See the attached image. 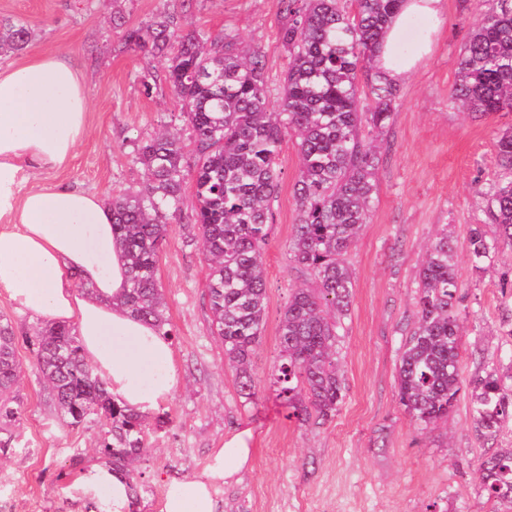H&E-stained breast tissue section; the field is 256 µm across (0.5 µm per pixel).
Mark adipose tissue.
Returning <instances> with one entry per match:
<instances>
[{
  "label": "adipose tissue",
  "instance_id": "adipose-tissue-1",
  "mask_svg": "<svg viewBox=\"0 0 512 512\" xmlns=\"http://www.w3.org/2000/svg\"><path fill=\"white\" fill-rule=\"evenodd\" d=\"M443 0H403L375 55L385 77L400 81L430 51L397 56L406 22H438ZM88 94L78 70L59 56L0 68V295L20 313L75 328L83 351L116 401L147 414L178 384L168 338L124 303L128 269L100 195L64 185L31 187L64 167L87 134ZM252 434L228 436L203 474L168 486L160 512H216L214 489L243 470ZM99 512H128L120 475L93 466L72 486Z\"/></svg>",
  "mask_w": 512,
  "mask_h": 512
}]
</instances>
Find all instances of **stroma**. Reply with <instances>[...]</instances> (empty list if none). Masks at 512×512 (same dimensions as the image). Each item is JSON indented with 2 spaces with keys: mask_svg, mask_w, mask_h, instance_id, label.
<instances>
[{
  "mask_svg": "<svg viewBox=\"0 0 512 512\" xmlns=\"http://www.w3.org/2000/svg\"><path fill=\"white\" fill-rule=\"evenodd\" d=\"M180 2L0 0V19H23L34 28L25 51L1 56L0 66L66 56L81 72L90 99L88 133L73 159L39 175V185L66 184L106 198L136 190L144 170L134 161V143L166 128L192 151L191 130L167 84L158 82L148 95L140 83L146 68L163 71L165 60L149 61L127 49L113 24L120 16L126 25H141L176 11ZM480 5L444 0L431 57L399 83L370 222L348 255L354 288L336 341L345 398L334 417L300 424L267 386L280 351L281 313L292 289L308 283L288 257L298 221L293 144H283L278 157L283 175L263 254L267 307L252 360L254 398L239 393L213 331L202 252L187 245L185 227L171 224L157 277L180 383L158 407L167 423L151 426L146 437L148 451L135 472V512H158L167 483L199 477L213 450L243 429L252 433L250 460L216 489L217 512H497L475 478L490 444L472 429L468 393H461L447 420L424 429L411 423L398 398L400 356L416 315L417 273L430 243L444 232L457 244L463 285L462 383L470 385L492 368L512 374V338L502 326L512 295L500 286V268L512 265V250L503 251L498 266L477 271L466 248L471 225L487 221L481 192L500 176L494 138L512 124V112L475 118L451 98L456 58ZM189 19L213 34H235L244 50L261 52L268 96L278 103L288 67L277 37L278 0H195ZM17 357L23 366L21 415L10 448L0 453V512H95L67 488L99 464L104 426L90 420L69 427L50 406L26 344H18Z\"/></svg>",
  "mask_w": 512,
  "mask_h": 512,
  "instance_id": "35a3bbf8",
  "label": "stroma"
}]
</instances>
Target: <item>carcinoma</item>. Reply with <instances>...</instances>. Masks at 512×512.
Segmentation results:
<instances>
[{"label": "carcinoma", "instance_id": "1", "mask_svg": "<svg viewBox=\"0 0 512 512\" xmlns=\"http://www.w3.org/2000/svg\"><path fill=\"white\" fill-rule=\"evenodd\" d=\"M195 0L123 31L125 46L147 57H165L163 80L181 103L191 127L193 161L176 134L165 131L135 144L134 159L147 176L143 186L112 196V229L128 268L126 305L172 336L157 257L169 224L180 221L187 179L197 206L188 243L200 240L208 267L207 296L224 358L241 394L256 395L252 357L265 323L263 251L273 221L271 203L280 187L283 143L297 147L294 184L298 222L288 245L292 261L311 285L292 289L280 325V356L269 388L306 424L335 416L345 396L336 336L349 311L353 272L346 260L368 223L377 191L380 137L394 118L398 87L376 69L374 56L400 0H279L278 41L288 68L277 107L267 96L262 55L246 53L229 34H211L188 21ZM33 31L20 20L0 21V53H19ZM476 117L512 112V0L479 12L456 63L451 90ZM499 180L483 192L489 223L467 238L473 267L498 262L512 248V125L497 133ZM456 246L448 234L429 246L417 280V312L405 341L398 374L400 404L424 428L448 417L461 391L458 318L462 284ZM44 389L63 421L73 427L91 418L108 430L98 453L138 501L136 463L146 454L144 415L121 406L85 357L75 329L43 325L25 334ZM18 336L0 318V447L20 412L17 385L23 369ZM470 411L476 433L496 439L512 423V384L494 370L472 382ZM475 476L487 500L512 505V448L481 458Z\"/></svg>", "mask_w": 512, "mask_h": 512}]
</instances>
